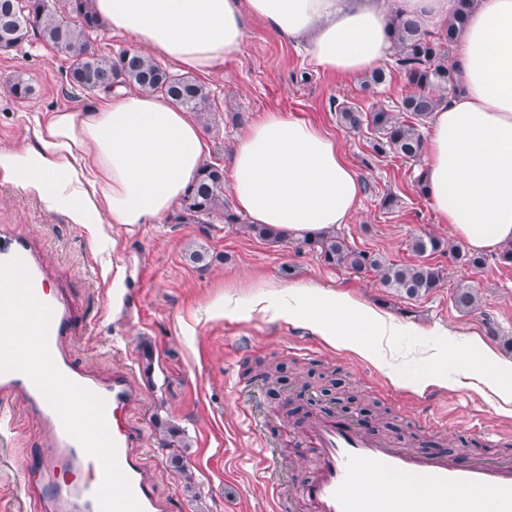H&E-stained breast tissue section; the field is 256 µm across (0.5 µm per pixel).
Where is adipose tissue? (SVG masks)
<instances>
[{
    "label": "adipose tissue",
    "instance_id": "ef3b65f1",
    "mask_svg": "<svg viewBox=\"0 0 512 512\" xmlns=\"http://www.w3.org/2000/svg\"><path fill=\"white\" fill-rule=\"evenodd\" d=\"M105 28L136 49L183 70L208 74L246 42V19L279 39L303 41L309 64L341 76L377 68L389 56L388 19L398 10L421 29H441L453 0H91ZM463 87L432 113L422 180L439 223L472 250L512 244V0H482L452 55ZM201 128L156 95L121 87L79 112L59 110L37 124L35 145L0 147L11 175L73 223L157 224L182 200L206 157ZM235 207L251 223L299 237L349 223L362 195L359 172L320 125L279 109L246 124L224 162ZM274 319L299 320L337 347L383 371L386 348L409 333L350 295L296 283L288 303L263 304ZM438 348L416 388L467 387L512 404V364L479 345Z\"/></svg>",
    "mask_w": 512,
    "mask_h": 512
}]
</instances>
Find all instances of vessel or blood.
<instances>
[{
	"label": "vessel or blood",
	"instance_id": "obj_1",
	"mask_svg": "<svg viewBox=\"0 0 512 512\" xmlns=\"http://www.w3.org/2000/svg\"><path fill=\"white\" fill-rule=\"evenodd\" d=\"M14 257L27 267L36 298L52 310L48 343L57 367L103 400L118 463L143 512H171L170 500L156 492L145 474L142 435L128 422L129 411L144 399L133 371L116 372L106 378L83 371L68 345L74 318L71 304L50 288L28 241L1 236L0 262ZM0 393L21 395L47 432V448L39 458L8 459L0 454V471L6 469L16 475L15 492L25 501L28 512H99L94 493L102 482V471L93 467L81 446L66 434L59 417L31 380L16 371L0 373ZM299 440L302 453L316 463L314 475L287 496L279 482H272L273 512H294L299 504L305 512H395L393 497L356 490L366 477L386 475L420 476L431 485L432 497L414 502L410 512H448V491L452 488L489 494L494 512H512V461L424 456L362 434L352 423L319 416L300 428Z\"/></svg>",
	"mask_w": 512,
	"mask_h": 512
}]
</instances>
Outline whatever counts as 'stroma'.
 Segmentation results:
<instances>
[{"instance_id":"obj_1","label":"stroma","mask_w":512,"mask_h":512,"mask_svg":"<svg viewBox=\"0 0 512 512\" xmlns=\"http://www.w3.org/2000/svg\"><path fill=\"white\" fill-rule=\"evenodd\" d=\"M69 66L65 55L34 36L0 52V147L33 144L35 118L95 102V94L67 82ZM19 74L33 87L25 100L8 91L9 80ZM200 81L221 111L205 131L208 161L223 163L240 129L234 113L249 119L280 109L332 133L360 173V207L337 228L352 248L411 264L418 260L412 250L416 236L451 239L416 186L419 163L371 156L365 133L343 127L335 109L341 102L394 108L407 91L401 74L392 73L379 94L366 95L358 78L314 70L300 47L252 20L242 50ZM389 194L395 203L387 207L383 199ZM1 235L31 242L52 288L62 289L74 305L79 326L70 347L79 365L96 375L134 371L144 402L129 419L143 434L147 475L175 512H271L267 468L292 486L312 476L290 433L296 422L315 415L363 423L365 432L395 447L423 443L429 456L512 455V415L497 412L475 391L404 388L401 379L425 372L420 360L406 362L391 378L353 352L327 345L303 324L253 308L260 298H287L289 284L320 285L411 325L412 334L398 339L403 349L447 345L440 331L452 328L512 359L504 346L512 337V267L500 264L497 255L474 269L431 254L428 261L443 269V281L424 296L407 298L383 288L374 274L325 264L294 237L271 242L228 224L169 219L130 233L115 224L91 231L2 177ZM195 249L207 252V268L190 261ZM463 284L480 296L470 313L453 304ZM228 305L234 316H225ZM280 362L286 369L276 386L243 374ZM2 412L12 418L19 458L39 457L46 435L23 400H0ZM164 428L170 431L165 439ZM174 447L184 451L193 485L171 467Z\"/></svg>"}]
</instances>
